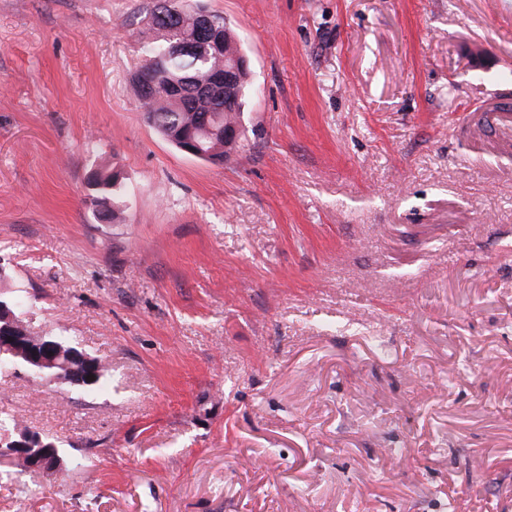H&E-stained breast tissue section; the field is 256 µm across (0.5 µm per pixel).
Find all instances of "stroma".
<instances>
[{
	"instance_id": "35a3bbf8",
	"label": "stroma",
	"mask_w": 512,
	"mask_h": 512,
	"mask_svg": "<svg viewBox=\"0 0 512 512\" xmlns=\"http://www.w3.org/2000/svg\"><path fill=\"white\" fill-rule=\"evenodd\" d=\"M202 2L257 86L221 164L143 119L153 0H0V295L109 367L0 375L66 461L0 512H512V0ZM120 173L101 168L91 176L96 195L92 198L98 221L106 224H121L124 220V197L127 189Z\"/></svg>"
}]
</instances>
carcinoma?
Returning <instances> with one entry per match:
<instances>
[{"label":"carcinoma","mask_w":512,"mask_h":512,"mask_svg":"<svg viewBox=\"0 0 512 512\" xmlns=\"http://www.w3.org/2000/svg\"><path fill=\"white\" fill-rule=\"evenodd\" d=\"M203 13L201 7L155 0L146 16L154 37L141 47L145 64L134 83L150 128L179 150L195 143L206 161L222 163L245 137L244 108L253 87L243 48L226 21L212 16L213 27L205 36L200 32ZM225 66L236 68L235 81L213 86L212 71ZM233 127L239 136L226 137ZM91 181L98 221L122 223L127 189L120 173L101 168Z\"/></svg>","instance_id":"carcinoma-1"}]
</instances>
